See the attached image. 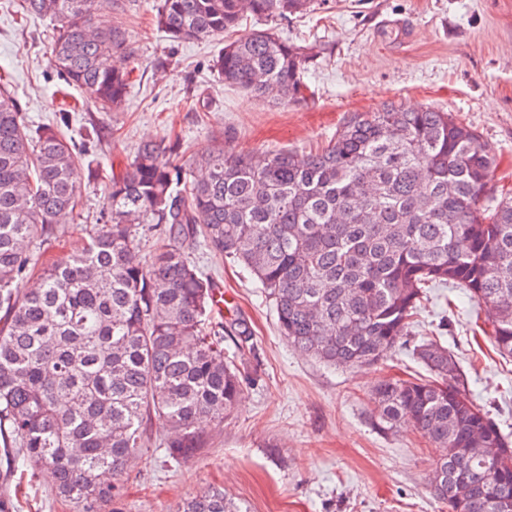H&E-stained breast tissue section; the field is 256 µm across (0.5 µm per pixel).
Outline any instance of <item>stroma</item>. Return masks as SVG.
<instances>
[{
	"label": "stroma",
	"instance_id": "35a3bbf8",
	"mask_svg": "<svg viewBox=\"0 0 512 512\" xmlns=\"http://www.w3.org/2000/svg\"><path fill=\"white\" fill-rule=\"evenodd\" d=\"M18 2L0 0V73L29 124L60 125L76 142L80 172V205L44 258L65 256L99 222L107 189L94 169L122 168L143 142L180 136L188 163L219 140L236 152L302 153L323 146L350 113L387 102L439 107L476 129L498 159L497 190L512 192V0H315L310 14L274 19L275 33L318 51L305 74L315 97L287 106L224 86L211 68L224 36L171 42L154 25L159 0H123L122 12L98 18L130 35L131 56L117 58L132 71L118 112L99 111L63 84L50 64L52 22L21 16ZM188 252L222 285L225 319L251 327L250 381L223 425L203 423L206 446L188 461L166 456L167 426L152 420L110 512H178L213 486L242 512H448L429 485L426 440L406 424L383 431L374 423V387L422 376L418 361L404 351L359 368L308 358L279 334L271 302L247 274L202 244ZM482 324L462 289L438 287L415 338L448 346L474 402L512 435V358L499 355ZM0 497L10 512H71L54 478L21 461L0 462Z\"/></svg>",
	"mask_w": 512,
	"mask_h": 512
}]
</instances>
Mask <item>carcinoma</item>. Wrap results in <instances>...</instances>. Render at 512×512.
Here are the masks:
<instances>
[{
	"label": "carcinoma",
	"mask_w": 512,
	"mask_h": 512,
	"mask_svg": "<svg viewBox=\"0 0 512 512\" xmlns=\"http://www.w3.org/2000/svg\"><path fill=\"white\" fill-rule=\"evenodd\" d=\"M118 0H21L55 22L51 61L65 84L119 110L130 73L112 65L129 35L96 15ZM313 0H160L173 41L211 38L257 19L306 12ZM316 53L256 29L224 45L212 68L227 86L287 105L314 95ZM76 144L32 130L0 85V437L11 460L54 474L73 512H104L123 494L146 424L176 463L194 457L195 424L234 411L251 331L214 320L210 278L186 251L202 241L239 266L272 303L295 349L322 363L375 365L407 348L427 379L389 378L375 420L412 423L435 451L434 494L448 512H512V438L474 404L454 354L412 339L427 289L466 290L496 350L512 357V196L497 197V159L478 133L433 106L390 102L354 112L328 143L238 153L220 145L178 162L177 138L140 146L108 179L105 220L81 246L39 262L25 245L58 238L78 206ZM157 232L146 256L140 230ZM40 267L19 294L14 283ZM239 337L235 357L224 332ZM181 512H241L210 488Z\"/></svg>",
	"instance_id": "obj_1"
}]
</instances>
